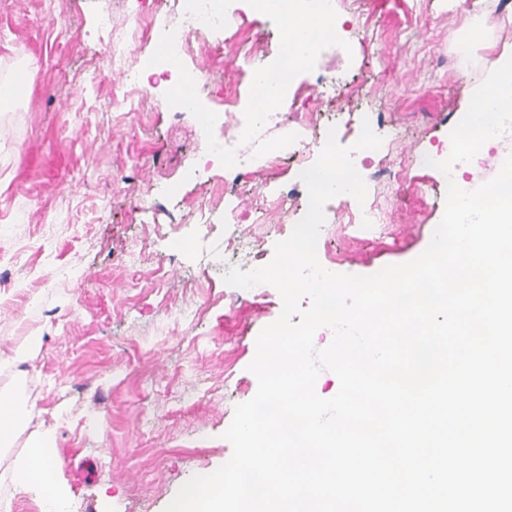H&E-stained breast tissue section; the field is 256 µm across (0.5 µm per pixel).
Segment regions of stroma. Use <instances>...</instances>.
Segmentation results:
<instances>
[{
    "label": "stroma",
    "instance_id": "1",
    "mask_svg": "<svg viewBox=\"0 0 512 512\" xmlns=\"http://www.w3.org/2000/svg\"><path fill=\"white\" fill-rule=\"evenodd\" d=\"M357 2L362 22L339 15L346 47L328 40L326 54L299 67L293 81L312 89L328 72L359 86L360 96L322 100L311 116L316 123L338 114L342 146L359 133L349 115L370 102L403 133L360 171L368 200L391 217L379 234L343 223L338 199L325 206L322 230L342 255L337 272L371 275L418 257L445 206L432 172H410L391 189L376 172L447 140L469 106L472 72L487 73L490 53L512 56V24L502 23L497 0ZM235 6L258 55L275 54L280 20L253 14L248 0ZM173 7V0H0V80L25 66L31 74L18 101L0 111V394L35 406L0 447V512H40L38 493L17 487L14 471L49 429L57 448L78 451L60 466L70 512H164L188 479L229 461L223 434L236 405L257 391L248 366L258 334L281 314V296L272 287L240 294L205 256L232 251L238 230L255 242L253 261L267 264L294 216L232 226L225 208L251 210L272 187L300 203L308 194L284 168L195 176L193 158L206 140L237 131L224 88L244 102L251 95L225 34L193 38L185 58L210 74L199 111L176 109L164 81L132 107L113 105L122 78L100 82L99 59L118 49L139 65L157 54ZM139 12L151 25L135 26ZM103 15L110 31L100 29ZM204 111L224 112L223 127L203 126ZM204 207L211 223H195ZM186 235L196 238L195 252L175 250ZM132 250L141 254L136 282L127 269ZM29 336L40 339L34 359L9 362Z\"/></svg>",
    "mask_w": 512,
    "mask_h": 512
}]
</instances>
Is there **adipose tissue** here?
<instances>
[{"label": "adipose tissue", "mask_w": 512, "mask_h": 512, "mask_svg": "<svg viewBox=\"0 0 512 512\" xmlns=\"http://www.w3.org/2000/svg\"><path fill=\"white\" fill-rule=\"evenodd\" d=\"M58 453L51 432H44L33 444L28 457L17 467L15 482L25 490H41L40 512H52L61 495L55 489Z\"/></svg>", "instance_id": "1"}]
</instances>
